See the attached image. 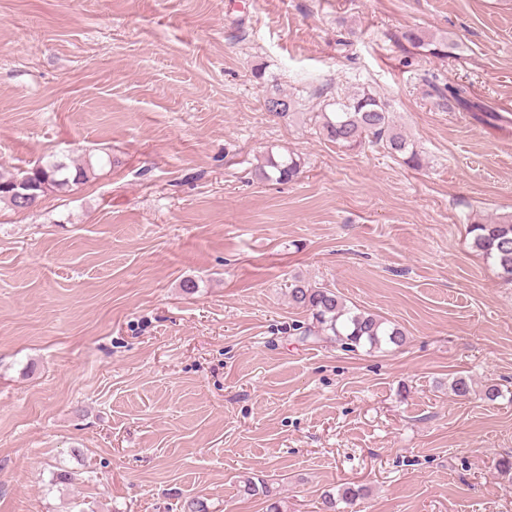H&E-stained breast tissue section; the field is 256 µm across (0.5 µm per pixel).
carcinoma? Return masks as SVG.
I'll use <instances>...</instances> for the list:
<instances>
[{"mask_svg": "<svg viewBox=\"0 0 512 512\" xmlns=\"http://www.w3.org/2000/svg\"><path fill=\"white\" fill-rule=\"evenodd\" d=\"M405 37L415 45L429 47L435 56H448L450 45L446 37H428L418 30L408 31ZM428 87L427 95L442 110L468 112L479 123L493 118L469 98L468 87L463 84L430 83ZM313 117L327 140L339 148L359 151L376 146L393 156H402L411 167L420 166L419 151L395 126L389 105L366 89L336 95L322 104ZM303 166L301 157L294 153L270 152L258 170V177L290 182L301 174ZM92 175L91 165H70L60 160L42 162L24 171H0V203L15 210H27L45 194L82 184ZM467 234L472 247L495 266L504 281L512 283V215L490 221L475 219L467 225ZM289 297L293 305L306 312L307 320L293 324V330L305 338L323 336L341 350L353 353L366 345L396 350L406 343V334L398 325L374 313L351 309L335 290L326 286L298 281L290 286ZM363 495L364 489L345 486L336 499L324 496L322 507L324 512H339L338 503L353 506Z\"/></svg>", "mask_w": 512, "mask_h": 512, "instance_id": "carcinoma-1", "label": "carcinoma"}]
</instances>
